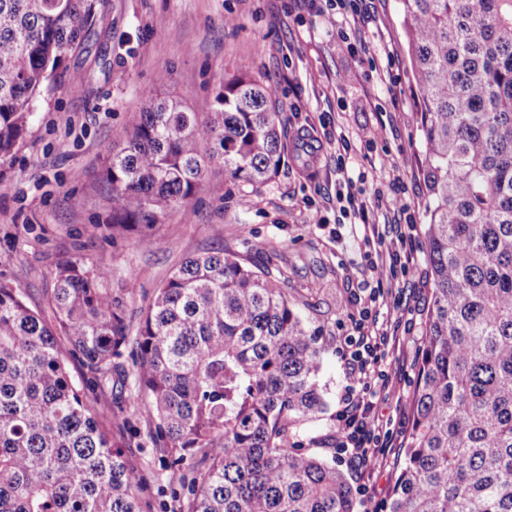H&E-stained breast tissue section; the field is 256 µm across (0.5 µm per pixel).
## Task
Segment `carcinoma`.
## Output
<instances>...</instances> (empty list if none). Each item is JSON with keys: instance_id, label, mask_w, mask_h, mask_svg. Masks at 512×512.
<instances>
[{"instance_id": "cac0c4a2", "label": "carcinoma", "mask_w": 512, "mask_h": 512, "mask_svg": "<svg viewBox=\"0 0 512 512\" xmlns=\"http://www.w3.org/2000/svg\"><path fill=\"white\" fill-rule=\"evenodd\" d=\"M418 89L432 306L388 512H512V0H399ZM101 0H0V168L33 103L95 34ZM275 88L240 72L193 107L149 101L109 153L112 231L187 213L207 170L260 185L284 149ZM59 263L53 323L0 282V512H140L87 391L136 367L132 413L180 487V512H357L306 424L323 411V349L278 280L222 250L186 258L128 339L100 287ZM67 338L68 347L58 337ZM91 378L79 385L67 360Z\"/></svg>"}]
</instances>
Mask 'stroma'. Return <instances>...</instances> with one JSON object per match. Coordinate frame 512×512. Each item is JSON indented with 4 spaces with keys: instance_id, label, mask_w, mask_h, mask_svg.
Here are the masks:
<instances>
[{
    "instance_id": "obj_1",
    "label": "stroma",
    "mask_w": 512,
    "mask_h": 512,
    "mask_svg": "<svg viewBox=\"0 0 512 512\" xmlns=\"http://www.w3.org/2000/svg\"><path fill=\"white\" fill-rule=\"evenodd\" d=\"M325 8V0H103L91 48L69 58L38 100L11 167L0 170V281L21 288L44 318L52 316L55 268L67 259L109 269L103 286L133 330L155 288L189 256L224 248L271 270L325 347V408L308 425L321 437L333 433L340 408V339L355 331L350 304L376 285L360 226L341 220L339 179L355 177L370 223L389 240L405 219L392 203H375V190L399 189L417 204L426 192L398 0H365V20L332 25ZM239 71L277 88L286 145L278 174L254 188L212 166L188 213L112 235L102 171L136 112L153 98L197 104ZM343 133L356 138L347 153L337 142ZM430 282L424 264L392 284L412 311L401 350L386 360L399 394L377 405L394 419V443L370 479L343 465L353 487L368 488L356 498L358 512L384 508L404 459ZM148 427L147 416L135 415L112 437L145 474L141 512H178Z\"/></svg>"
}]
</instances>
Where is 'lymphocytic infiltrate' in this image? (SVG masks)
Segmentation results:
<instances>
[{"mask_svg": "<svg viewBox=\"0 0 512 512\" xmlns=\"http://www.w3.org/2000/svg\"><path fill=\"white\" fill-rule=\"evenodd\" d=\"M336 201L342 214H352L365 221L367 205L359 200L352 180H345L342 188L337 190ZM399 209L405 216L407 230L395 241H386L375 225L365 221L364 239L367 245L373 246L379 259L372 264L377 286L370 301L358 312L363 323L372 319L375 302L396 307L397 302L391 291L385 290V283L400 274L411 275L419 265V257L409 244L408 233L415 225L416 209L407 203L400 204ZM400 346V337L392 332L362 333L344 339L342 360L346 384L336 415V448L341 458L364 469L372 468L379 459L385 458L391 446L390 423L378 414L377 404L395 387V381L383 369L382 361Z\"/></svg>", "mask_w": 512, "mask_h": 512, "instance_id": "f902f5d3", "label": "lymphocytic infiltrate"}]
</instances>
